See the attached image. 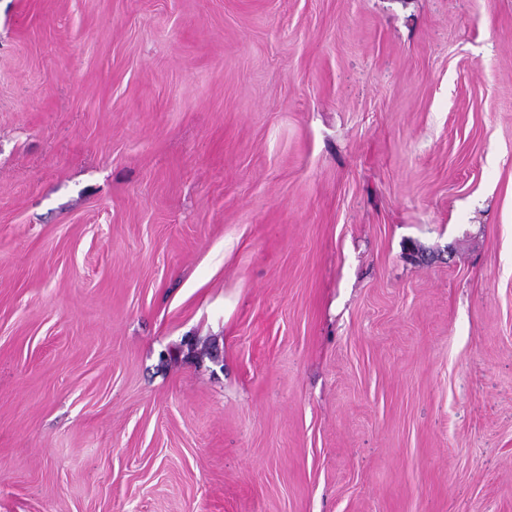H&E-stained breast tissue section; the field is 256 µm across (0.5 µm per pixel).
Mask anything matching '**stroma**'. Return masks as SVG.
<instances>
[{"mask_svg": "<svg viewBox=\"0 0 512 512\" xmlns=\"http://www.w3.org/2000/svg\"><path fill=\"white\" fill-rule=\"evenodd\" d=\"M0 512H512V0H0Z\"/></svg>", "mask_w": 512, "mask_h": 512, "instance_id": "obj_1", "label": "stroma"}]
</instances>
